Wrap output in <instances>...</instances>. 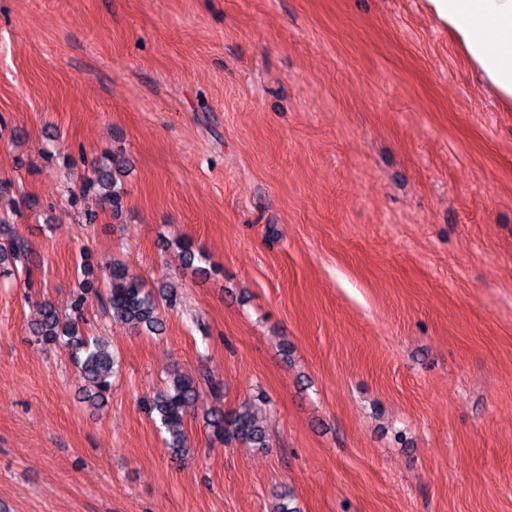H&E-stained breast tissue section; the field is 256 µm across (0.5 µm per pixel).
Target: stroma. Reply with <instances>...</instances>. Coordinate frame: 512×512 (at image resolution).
Listing matches in <instances>:
<instances>
[{"mask_svg":"<svg viewBox=\"0 0 512 512\" xmlns=\"http://www.w3.org/2000/svg\"><path fill=\"white\" fill-rule=\"evenodd\" d=\"M115 150L117 219L70 201ZM0 216L36 251L0 279V512H512V107L419 0H0ZM83 248L181 296L147 336L87 293L100 410L30 342ZM176 371L265 391L267 448L195 414L172 460L141 400ZM179 247L182 252L183 263L185 266L191 267L200 273L208 274L207 268L201 265L207 261V255L201 248L195 247L193 242L189 240L180 241Z\"/></svg>","mask_w":512,"mask_h":512,"instance_id":"stroma-1","label":"stroma"}]
</instances>
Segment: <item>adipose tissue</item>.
<instances>
[{
	"mask_svg": "<svg viewBox=\"0 0 512 512\" xmlns=\"http://www.w3.org/2000/svg\"><path fill=\"white\" fill-rule=\"evenodd\" d=\"M481 82L512 106V0H422Z\"/></svg>",
	"mask_w": 512,
	"mask_h": 512,
	"instance_id": "obj_1",
	"label": "adipose tissue"
}]
</instances>
